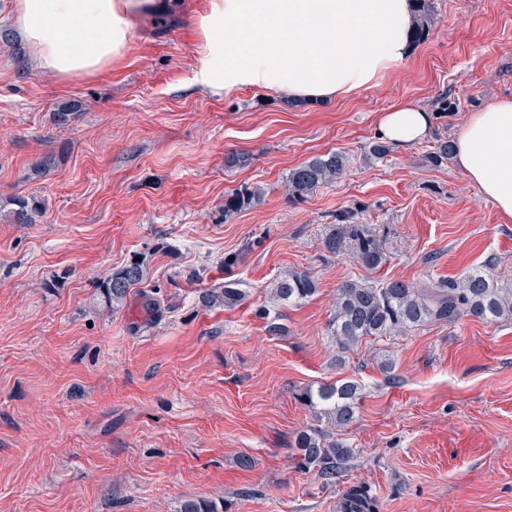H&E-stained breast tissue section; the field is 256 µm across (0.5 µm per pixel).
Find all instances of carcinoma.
<instances>
[{"label": "carcinoma", "instance_id": "obj_1", "mask_svg": "<svg viewBox=\"0 0 512 512\" xmlns=\"http://www.w3.org/2000/svg\"><path fill=\"white\" fill-rule=\"evenodd\" d=\"M412 2V39L421 42L429 35L434 21L433 0ZM452 152V141L442 139L428 153V161L440 166ZM347 163V156L335 151L303 163L288 175L289 194L304 198L335 180ZM260 197L258 188L232 194L224 200V215L245 209ZM11 205L4 217L13 224H35L41 217L39 207L25 199L14 200ZM346 236L354 242V258L365 268L376 269L385 261L380 240L361 224H348L340 233L329 235L323 241V248L331 255L340 252ZM147 276L144 259L137 256L111 271L97 284L99 307L107 313L113 312L123 305L131 288L143 284ZM317 291L318 282L311 273L301 270L281 273L271 289L275 310H259V317L267 320L268 332L275 336L288 335V328L282 323L283 309L307 300ZM244 298L243 291L231 283L210 288L203 295L206 306L224 309L236 307ZM464 317L486 322L512 321V288L499 285L483 269L473 270L460 279H442L424 286L403 280L345 281L336 289L329 327L338 348L346 350L364 339L396 336L426 323L451 325ZM360 393L361 385L355 380L316 389L305 387L298 393V400L325 422L321 428L298 435L299 463L317 469L318 477L323 480L335 479L342 463L353 453V449L336 437V432L355 422Z\"/></svg>", "mask_w": 512, "mask_h": 512}]
</instances>
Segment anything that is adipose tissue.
<instances>
[{
	"label": "adipose tissue",
	"instance_id": "adipose-tissue-1",
	"mask_svg": "<svg viewBox=\"0 0 512 512\" xmlns=\"http://www.w3.org/2000/svg\"><path fill=\"white\" fill-rule=\"evenodd\" d=\"M147 0H15L40 72L69 79L119 66ZM202 50L197 84L228 96L244 88L322 102L370 86L412 47L411 0H206L191 25ZM425 109L400 105L378 133L399 147L426 139ZM456 166L512 217V99L470 113L453 143Z\"/></svg>",
	"mask_w": 512,
	"mask_h": 512
}]
</instances>
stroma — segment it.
Segmentation results:
<instances>
[{
    "label": "stroma",
    "instance_id": "35a3bbf8",
    "mask_svg": "<svg viewBox=\"0 0 512 512\" xmlns=\"http://www.w3.org/2000/svg\"><path fill=\"white\" fill-rule=\"evenodd\" d=\"M13 3L0 0V204L44 214L0 219V512H336L355 485L376 512H512V322L426 324L343 352L327 331L350 279L421 286L489 266L512 287V218L454 162L426 159L469 113L512 98V0H434L424 42L328 102L196 85L188 13L204 0H154L119 67L69 81L33 68ZM402 104L429 112V137L368 158L381 114ZM330 151L344 173L291 197V170ZM231 152L248 165L226 167ZM253 186L261 201L225 215ZM344 215L381 240L382 267L349 243L324 250ZM135 256L148 281L103 313L98 281ZM288 269L318 291L271 336L256 311ZM224 282L244 300L205 309L202 291ZM346 378L362 387L339 434L354 453L327 483L295 459L318 424L297 393ZM13 207L8 209L6 212L0 206L1 210L4 211V216L12 224H35L39 217H41V210L37 205H34L22 198L14 200L10 203Z\"/></svg>",
    "mask_w": 512,
    "mask_h": 512
}]
</instances>
